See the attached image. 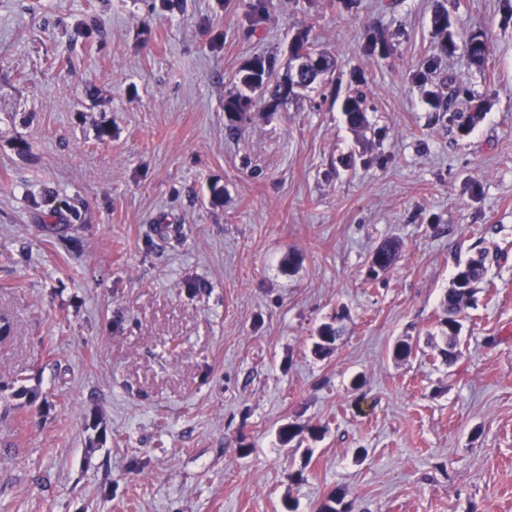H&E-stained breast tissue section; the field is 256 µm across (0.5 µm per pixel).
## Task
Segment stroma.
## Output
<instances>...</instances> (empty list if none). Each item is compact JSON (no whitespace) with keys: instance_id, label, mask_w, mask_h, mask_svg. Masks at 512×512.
Instances as JSON below:
<instances>
[{"instance_id":"obj_1","label":"stroma","mask_w":512,"mask_h":512,"mask_svg":"<svg viewBox=\"0 0 512 512\" xmlns=\"http://www.w3.org/2000/svg\"><path fill=\"white\" fill-rule=\"evenodd\" d=\"M300 32L332 78L229 129L239 70L285 78ZM448 75L464 136L430 104ZM478 257L449 365L443 299ZM335 489L355 512H512L502 0H0V512H318ZM434 25L438 32L442 34V41L439 48L440 53L448 56L455 53L457 44L455 41V35L451 31V22L447 10L443 9L436 13L434 17ZM467 54L473 64L480 68H485L491 62V53L489 43L483 36H471L465 45ZM398 250L396 243L389 242L381 246L373 255L370 270L375 277L385 274L393 265V261ZM377 267L378 269H376ZM343 327L340 325L324 324L318 331L317 341L314 343L315 352L318 354L331 351L336 343L341 340Z\"/></svg>"}]
</instances>
